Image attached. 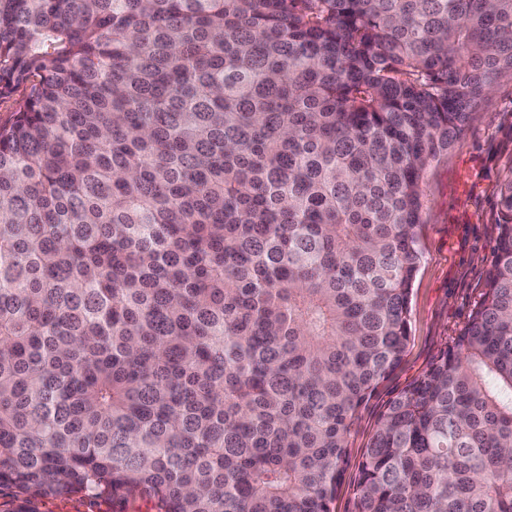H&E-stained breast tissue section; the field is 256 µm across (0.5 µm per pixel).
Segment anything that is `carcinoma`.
<instances>
[{"instance_id":"cac0c4a2","label":"carcinoma","mask_w":512,"mask_h":512,"mask_svg":"<svg viewBox=\"0 0 512 512\" xmlns=\"http://www.w3.org/2000/svg\"><path fill=\"white\" fill-rule=\"evenodd\" d=\"M504 76L512 0H0L12 512H332L409 342L424 174ZM354 512H512V167ZM35 509L37 512H149L140 500L112 501L110 496L90 499L83 493L66 498L39 499Z\"/></svg>"}]
</instances>
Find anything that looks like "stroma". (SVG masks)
<instances>
[{
    "label": "stroma",
    "mask_w": 512,
    "mask_h": 512,
    "mask_svg": "<svg viewBox=\"0 0 512 512\" xmlns=\"http://www.w3.org/2000/svg\"><path fill=\"white\" fill-rule=\"evenodd\" d=\"M512 167V79L497 81L455 148L433 163L422 185V260L409 304L410 339L400 365L362 409L349 438V460L333 512H353L363 454L385 404L413 384L440 350L465 330L483 291L496 246L498 185ZM36 512H147L142 501L84 494L37 500Z\"/></svg>",
    "instance_id": "obj_1"
}]
</instances>
